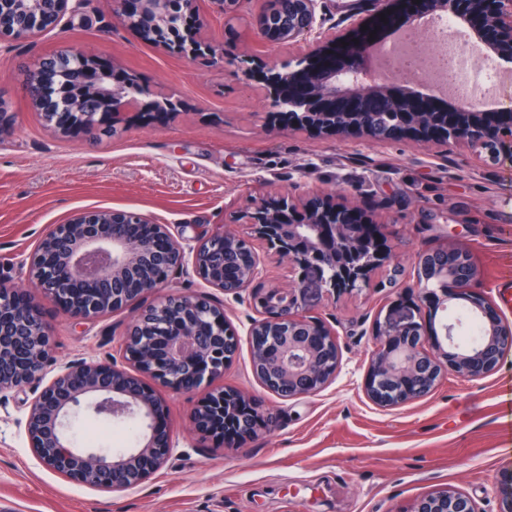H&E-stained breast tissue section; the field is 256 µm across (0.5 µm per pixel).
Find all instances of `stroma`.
I'll list each match as a JSON object with an SVG mask.
<instances>
[{
	"label": "stroma",
	"mask_w": 512,
	"mask_h": 512,
	"mask_svg": "<svg viewBox=\"0 0 512 512\" xmlns=\"http://www.w3.org/2000/svg\"><path fill=\"white\" fill-rule=\"evenodd\" d=\"M260 0H241L225 19L202 0L203 38L238 55L260 48L250 28ZM84 17L0 54V98L15 115L0 138V280L25 286V264L45 229L74 213L111 208L167 225L183 246L237 220L249 196L273 189L355 191L375 211L404 269L394 288L326 297L309 314L337 335L340 362L318 394L282 400L252 370L248 329L258 313L192 269L173 291L223 307L238 336L224 382L277 418L238 448L196 434L189 414L205 389H163L174 443L166 465L140 487L106 492L68 482L33 456L25 432L34 388L0 400V512H406L423 494L453 487L479 512H500L501 479L512 471V352L478 381L446 376L427 397L382 407L365 394L377 319L413 308L417 253L464 245L476 285L512 322V173L449 145L446 153L398 138L385 146L305 130L270 138L267 105L246 71L232 73L148 43L112 11L85 0ZM70 45L111 62L157 92L181 97V115L147 125L129 107L123 133L63 136L31 106L21 68ZM48 375L66 362L117 358L132 308L93 321L64 316L50 301Z\"/></svg>",
	"instance_id": "stroma-1"
}]
</instances>
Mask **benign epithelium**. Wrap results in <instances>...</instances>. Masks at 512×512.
I'll return each instance as SVG.
<instances>
[{
	"instance_id": "1",
	"label": "benign epithelium",
	"mask_w": 512,
	"mask_h": 512,
	"mask_svg": "<svg viewBox=\"0 0 512 512\" xmlns=\"http://www.w3.org/2000/svg\"><path fill=\"white\" fill-rule=\"evenodd\" d=\"M319 0H278L272 19L265 9L253 18V32L268 45L300 49L296 59L280 66L254 57L252 69L261 83L267 106L288 113V129L318 134L363 136L384 145L410 135L438 148L448 143L489 144V161L512 169V100L492 109L467 104L456 92L438 97L411 80L399 83L385 76L398 62L375 66L363 62L367 49L382 47L402 31L420 32L431 25L421 20L446 16L462 24L474 43L499 59L512 60V0H374L369 23L356 21L346 41L323 28ZM83 0H0V48L21 40L17 31L31 27L39 34L79 14ZM113 10L128 25L155 37L172 30L175 11L199 17L198 0H113ZM386 20H381V17ZM367 29H362V25ZM188 51L212 64L240 66L215 45L192 34ZM84 55L62 49L31 68L39 73L55 62H70L69 84L47 95L39 80H25L26 96L39 111L54 116L61 134L94 133L107 125L117 133L121 109L133 102L131 91L104 76L90 80ZM252 198L244 217L249 232L230 225L216 231L192 251V268L226 295L241 296L265 276L256 246L288 265L287 288H265L263 298L251 296L262 318L249 329L253 371L270 392L287 400L319 393L336 373L339 348L335 334L307 315L311 303L336 293L371 286L375 272L392 263L391 250L363 252L350 215L366 222L378 216L347 199L325 192H290ZM187 264L184 247L166 225L125 210L80 211L65 224L52 226L28 263L30 287L57 303L74 320H94L149 294L157 298L139 308L128 323L121 350L125 363L82 359L64 365L49 381L50 332L34 294L0 281V397L38 383L41 390L26 419L29 448L48 470L74 482L105 491L137 487L166 464L173 444L166 423L165 399L146 383L186 393L223 378L224 366L237 350L238 339L224 308L208 298L183 297L166 291L173 270ZM479 269L470 252L450 242L424 250L417 257L412 290L432 298L427 326L411 314L392 308L377 320L375 350L364 380L367 397L381 406H395L430 394L453 373L474 381L492 373L512 350V326L497 306L475 291ZM465 302L483 336L473 347L459 337L465 323L448 317V304ZM209 405L193 409L198 433L214 436L208 406L224 405L246 394L224 387L210 391ZM84 416L134 422L139 432L132 448L110 452L77 440L75 419ZM406 512H479L465 492L448 487L422 495Z\"/></svg>"
}]
</instances>
